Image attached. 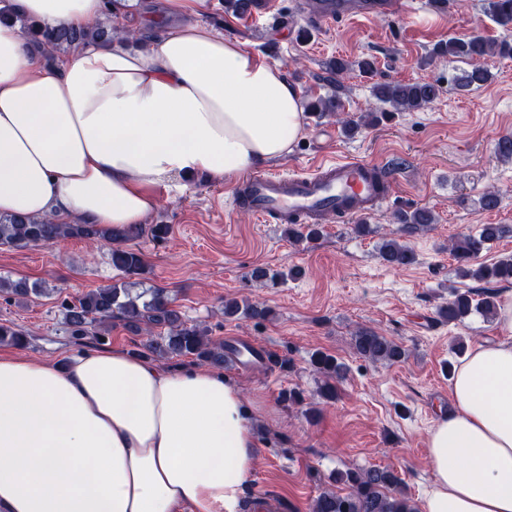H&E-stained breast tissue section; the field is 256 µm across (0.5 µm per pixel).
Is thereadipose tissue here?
<instances>
[{"label": "adipose tissue", "mask_w": 512, "mask_h": 512, "mask_svg": "<svg viewBox=\"0 0 512 512\" xmlns=\"http://www.w3.org/2000/svg\"><path fill=\"white\" fill-rule=\"evenodd\" d=\"M43 26L90 29L125 0H0ZM203 0L150 43L78 47L50 68L0 23V215L147 221L157 187L221 181L288 156L300 93L276 63L197 22ZM498 339L455 369L431 429L434 480L419 512H512V293ZM258 459L239 386L119 349L64 367L0 355V512H241Z\"/></svg>", "instance_id": "obj_1"}]
</instances>
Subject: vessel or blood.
Returning <instances> with one entry per match:
<instances>
[{
    "instance_id": "obj_1",
    "label": "vessel or blood",
    "mask_w": 512,
    "mask_h": 512,
    "mask_svg": "<svg viewBox=\"0 0 512 512\" xmlns=\"http://www.w3.org/2000/svg\"><path fill=\"white\" fill-rule=\"evenodd\" d=\"M404 6V0H314L312 9L327 28L357 18L398 15ZM396 183L380 161L325 155L309 173H252L236 184L233 194L247 212L264 221L326 224L375 213L389 200Z\"/></svg>"
}]
</instances>
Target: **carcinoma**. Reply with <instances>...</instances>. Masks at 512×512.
<instances>
[{
	"label": "carcinoma",
	"mask_w": 512,
	"mask_h": 512,
	"mask_svg": "<svg viewBox=\"0 0 512 512\" xmlns=\"http://www.w3.org/2000/svg\"><path fill=\"white\" fill-rule=\"evenodd\" d=\"M486 13L502 27L512 26V0H486ZM48 59L56 54L81 46L89 40L112 41V30L99 23L95 28L74 30L57 28L41 29L35 24L20 20ZM435 55H448L465 60H477L490 54L512 56V44L498 42L480 36L452 38L433 49ZM488 71L473 66L457 79L461 89L480 86L487 82ZM441 87L429 81L384 82L373 87L377 101L391 107L378 113L369 112L358 120H342L344 130L353 132L364 124H374L383 118L389 119L393 112H414L426 108L438 98ZM397 223L410 226H427L435 222L432 212L416 209L412 212L400 210L395 214ZM288 238L296 241H314L320 238L318 224H289ZM502 228L498 224H484L475 234H463L448 246L458 263L462 276L486 284L512 281V257L500 259L492 264L478 262L487 246L500 238ZM67 238H82L95 242L112 240V232L97 224H64L50 219L0 216V246L27 248L53 244ZM381 259L390 267L402 269L416 262L414 250L397 237H385L379 246ZM112 266L131 278L143 274L145 265L141 251L134 245L111 248ZM0 292L26 297L39 295L44 289L25 280L0 278ZM498 306L496 292L485 289L478 293L468 290L453 293V298L438 309L439 317L449 322H461L473 313L487 319L496 315ZM65 322L71 336L91 337L95 340L106 335L112 328V319L120 318L135 332L148 335L139 356L169 359L193 356L202 364L224 365V345L215 344L207 336V330L199 324L185 321L164 288H151L145 292L132 293L128 285L111 284L93 289L82 296L63 304ZM265 318L268 310L257 306L242 305L236 299L224 301V316L238 315ZM164 326L167 334L152 335L151 327ZM26 334L11 326L0 325V343L23 346ZM355 352L372 363L393 365L406 356V351L393 339L371 329H362L353 337ZM313 371L325 379L319 389L320 397L331 402L336 399L335 382L342 378L343 369L336 358L326 352H317L311 358ZM336 483L343 490L324 489L313 501L311 512H417L416 505L407 496L401 478L391 469L381 467H352L336 473Z\"/></svg>",
	"instance_id": "obj_1"
}]
</instances>
